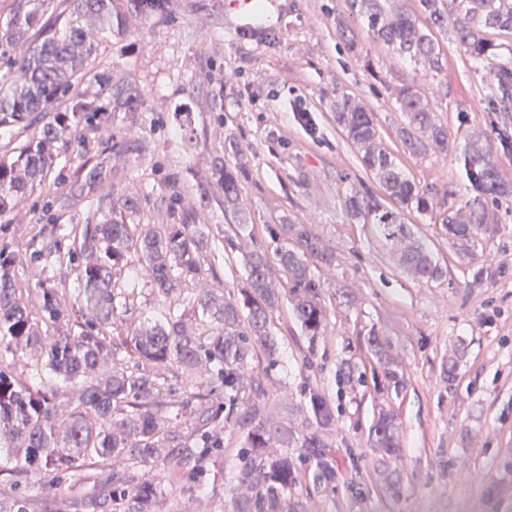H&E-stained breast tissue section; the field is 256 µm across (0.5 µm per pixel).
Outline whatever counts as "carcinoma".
<instances>
[{
  "instance_id": "cac0c4a2",
  "label": "carcinoma",
  "mask_w": 512,
  "mask_h": 512,
  "mask_svg": "<svg viewBox=\"0 0 512 512\" xmlns=\"http://www.w3.org/2000/svg\"><path fill=\"white\" fill-rule=\"evenodd\" d=\"M349 11L372 39L434 73L443 70L435 31L453 27L457 43L481 65L498 55L491 32H512V0H346ZM171 0H11L0 24V128L32 130L8 158H0V221L16 203L43 184L57 149L72 142L79 125L97 111L96 93L82 87L89 60L101 41L96 33H118L129 14L164 18ZM336 32L350 52L357 41L350 19L336 14ZM502 99L512 102V60L494 74ZM405 123L397 137L413 156L448 153V127L430 110L423 93L411 85L396 92ZM336 123L360 152L363 167L379 193L346 198L348 213L374 224L385 240L404 243L399 264L417 279L438 281L447 269L405 223L403 213L420 214L432 206V189L409 177L385 146L371 113L349 95L336 98ZM491 134L471 137L461 155L470 190L460 219L444 214L448 237L472 253L487 230V198L512 196L501 182L489 147ZM249 161L238 144L224 145V156L210 162L211 175L224 186V211L238 228L250 216L240 195V177ZM107 177L104 162L89 167L70 192L84 199ZM51 225L41 255L80 266V288L71 298L49 286L28 289L31 306L17 288L11 267L15 256L0 253V473L12 477L0 493V512H43V492L67 490L52 512H161L174 488L192 499L224 489L231 512H303L299 498L288 496L297 483L294 459L314 462V486L336 484V464L321 432L334 413L321 394H310L315 425L297 428L271 421L253 374L258 351H275L269 309L279 295L268 280L269 258L260 247L244 255L246 287L224 297L211 288L194 290L206 275L217 277L215 261L223 249L210 232L182 217L178 224H128L111 218L82 224L57 236ZM298 248L286 246L277 261L292 284L294 310L309 334L320 333L326 311L320 285L308 258L330 265L332 253L296 224L283 225ZM137 260L149 273L152 291L164 300L161 319L123 333L116 318L134 304L135 289L121 282L122 270ZM512 271L505 263L478 269L477 283ZM25 363L21 381L4 369L5 361ZM242 436V465L224 477V427ZM399 426L391 410L379 413L370 447L399 466ZM297 457H292L293 452ZM163 465L153 479L145 467Z\"/></svg>"
}]
</instances>
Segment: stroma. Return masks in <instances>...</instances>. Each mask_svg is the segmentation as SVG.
I'll use <instances>...</instances> for the list:
<instances>
[{
  "mask_svg": "<svg viewBox=\"0 0 512 512\" xmlns=\"http://www.w3.org/2000/svg\"><path fill=\"white\" fill-rule=\"evenodd\" d=\"M345 8L346 0H253L244 13L235 0H172L167 18L127 17L123 32L102 42L87 79L124 81L137 97L119 105L109 88L99 91L95 105L109 121L81 125L79 144L61 148L46 185L0 223V250L15 257L18 287L74 290L76 265L31 262L28 245L41 241L50 224L111 218L113 199L124 195L140 203L127 223L172 224L188 214L222 237L235 219L224 210V189L209 165L223 154L225 139H236L250 160L240 182L250 233L225 250L216 276L203 285L236 292L245 252L259 246L272 257L270 279L281 300L271 314L275 357L255 363L262 398L279 423L312 422L313 391L335 413L323 437L336 459V483L305 496L307 512H512V274L473 280L478 267L512 263V197L489 205V229L474 258L458 253L440 223L443 212L469 198L458 162L468 134L496 128L512 139V112L500 109L491 64L471 62L453 34H439L445 66L428 82L364 28L356 30L358 51L348 52L333 23ZM403 84L421 87L447 125V153L404 152L397 137L404 116L393 96ZM341 95L358 99L410 177L434 188L432 210L406 221L446 262L445 278L418 281L373 225L347 214L346 197L376 184L334 121ZM301 111L308 121L298 120ZM184 126L193 129L192 141L180 135ZM128 138L143 149L113 150ZM101 159L111 180L91 200L59 208L58 197L83 166ZM285 222L305 226L336 256L330 265L311 263L327 310L314 337L302 329L274 259L285 244ZM374 334L404 379L401 393L385 387L368 344ZM386 403L399 414L395 472L369 443ZM393 480L395 494L388 489ZM354 484L365 489L364 500L353 501Z\"/></svg>",
  "mask_w": 512,
  "mask_h": 512,
  "instance_id": "stroma-1",
  "label": "stroma"
}]
</instances>
